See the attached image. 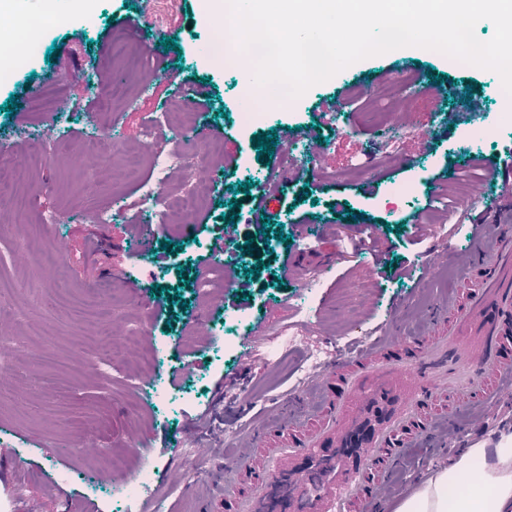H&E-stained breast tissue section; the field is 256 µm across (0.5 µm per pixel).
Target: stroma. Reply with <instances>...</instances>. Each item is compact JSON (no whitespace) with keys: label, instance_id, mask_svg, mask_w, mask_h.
<instances>
[{"label":"stroma","instance_id":"35a3bbf8","mask_svg":"<svg viewBox=\"0 0 512 512\" xmlns=\"http://www.w3.org/2000/svg\"><path fill=\"white\" fill-rule=\"evenodd\" d=\"M69 16L66 24L39 34L43 50L25 69L0 84V105L17 95L13 116L0 114V142L22 149L17 165L41 152L50 121L40 112L46 93L73 113L76 122L65 147L47 166L30 171L36 183L31 197L34 214L48 212L55 224H33L0 231V341L12 353L8 394L0 396V505L6 512H28L36 499L41 512H114L109 496L106 454L120 456L128 474H136L139 457L154 465L152 491L166 501L165 512H197L198 495L215 480L216 469L228 459L251 423L296 386L290 365L307 351L327 349L333 359L347 356L342 343L349 336L366 341L378 330L400 334V353L419 351V327L414 310L443 304L456 281L446 278L455 257L471 243L472 223H493L496 209L506 204L505 187L494 169L474 166L473 155L496 160L512 147V125L500 122L512 113V94L493 71L426 48L407 46L361 59L282 108H269L260 127H244L235 117L241 109L237 74L209 65L205 47L213 31L214 14L222 0H60ZM141 37L145 48L137 81L131 82V102L116 105L108 129L115 142L106 161L88 167L75 164V146L83 140L81 119L94 110V92L87 79L96 69L108 84L120 64L110 55L113 42ZM176 38L178 50H165L162 38ZM62 48L55 64L45 60L53 41ZM422 74L420 89L393 95L392 109L406 115L403 125L378 126L368 117L372 107L363 88L392 94L402 74ZM147 78L139 93V78ZM209 108H202L203 100ZM164 116L168 128L154 144L158 150L185 147L180 128L197 124L221 142L230 167L217 177L222 192L212 194L205 211L197 212L176 231L154 226L156 244L148 254L149 271L139 268L141 254L134 240L136 225L152 224L138 212L134 182L123 175L127 155L143 143L145 121ZM323 142V157L309 143L310 131ZM275 132L277 151L290 140L303 149L290 162L280 184L265 189L267 269L245 275L250 260L242 251L248 235L258 228L249 197L235 188L254 179L264 162L252 142L259 132ZM430 132L429 147H421V132ZM483 184L480 205L465 208L474 184ZM409 184L415 197L395 196V187ZM241 201L237 238L216 244L205 215L225 214V204ZM97 203L125 204L134 220L95 224L84 219ZM287 241L277 240V232ZM66 237L70 256L64 263H45L55 253L57 237ZM162 241L180 244L178 253L159 249ZM238 272L218 297L220 309L197 299L181 285L178 268L202 270L215 246ZM302 266L289 276V259ZM428 275L411 277L422 264ZM163 290L154 293L152 283ZM66 288L70 297L101 289L100 303L112 311V341L120 343L131 329L142 327L160 343L163 388L182 395L190 381L199 392L194 405L159 410L151 395L141 394L146 375L130 382L121 370L95 372L96 354L87 344L97 322L76 320L55 307L49 289ZM181 303H172V295ZM209 322L242 319L241 342L249 344L255 364L239 366V349L224 350L208 337L194 345L182 339L192 334L196 317ZM277 332L302 336L300 350L283 363L268 357L266 339ZM40 337V356L27 355V338ZM512 433V395L503 396L497 417L475 430H464L455 446L421 448L399 475L392 498L375 512H394L398 500L419 485L430 470L454 462L460 449L496 444ZM98 450L89 451L87 441ZM209 456H200V449ZM181 477H169L171 469ZM26 483L25 497L14 487Z\"/></svg>","mask_w":512,"mask_h":512}]
</instances>
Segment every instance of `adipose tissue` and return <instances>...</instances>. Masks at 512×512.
Listing matches in <instances>:
<instances>
[{"instance_id":"ef3b65f1","label":"adipose tissue","mask_w":512,"mask_h":512,"mask_svg":"<svg viewBox=\"0 0 512 512\" xmlns=\"http://www.w3.org/2000/svg\"><path fill=\"white\" fill-rule=\"evenodd\" d=\"M396 512H512V434L492 447L460 451L428 477Z\"/></svg>"}]
</instances>
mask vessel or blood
Here are the masks:
<instances>
[{"mask_svg":"<svg viewBox=\"0 0 512 512\" xmlns=\"http://www.w3.org/2000/svg\"><path fill=\"white\" fill-rule=\"evenodd\" d=\"M456 264L455 294L417 318L422 355L399 354L384 331L312 374L240 438L234 455L248 469L221 465V493L200 512H369L412 449L493 417L512 392V207L474 225Z\"/></svg>","mask_w":512,"mask_h":512,"instance_id":"1","label":"vessel or blood"}]
</instances>
